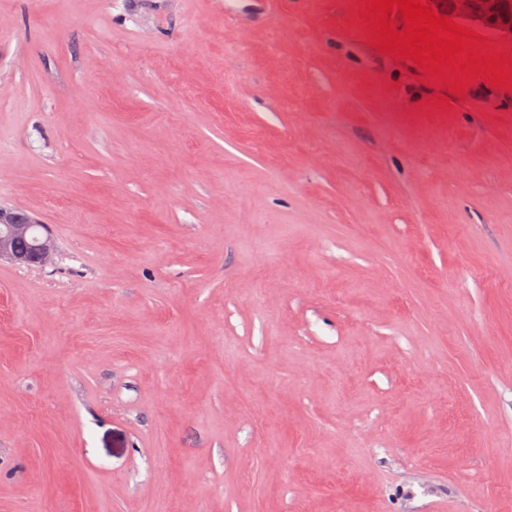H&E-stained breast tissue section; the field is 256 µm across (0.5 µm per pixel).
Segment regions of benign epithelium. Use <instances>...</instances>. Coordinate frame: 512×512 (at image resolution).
Masks as SVG:
<instances>
[{"label":"benign epithelium","mask_w":512,"mask_h":512,"mask_svg":"<svg viewBox=\"0 0 512 512\" xmlns=\"http://www.w3.org/2000/svg\"><path fill=\"white\" fill-rule=\"evenodd\" d=\"M435 11L469 23L479 29L512 39V21L500 22L506 0H430ZM56 251L51 233L26 209L0 205V262L27 267H41Z\"/></svg>","instance_id":"benign-epithelium-1"}]
</instances>
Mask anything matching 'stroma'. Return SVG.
I'll use <instances>...</instances> for the list:
<instances>
[{"instance_id": "1", "label": "stroma", "mask_w": 512, "mask_h": 512, "mask_svg": "<svg viewBox=\"0 0 512 512\" xmlns=\"http://www.w3.org/2000/svg\"><path fill=\"white\" fill-rule=\"evenodd\" d=\"M355 0H0V512H498L512 78ZM39 234L32 238V229ZM56 251L51 233L26 209L0 205V262L27 267L47 264Z\"/></svg>"}]
</instances>
